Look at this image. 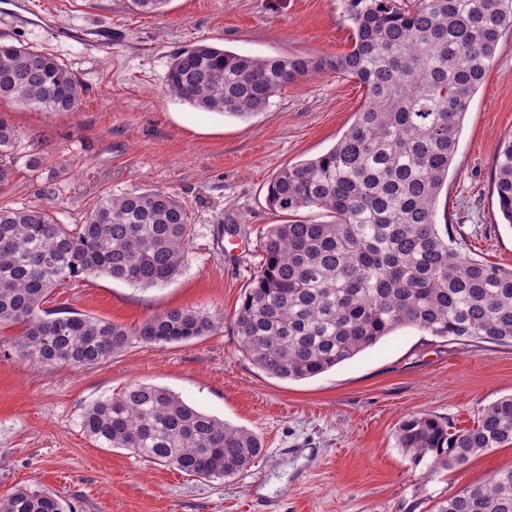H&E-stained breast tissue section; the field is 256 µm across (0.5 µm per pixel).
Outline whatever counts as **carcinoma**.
I'll use <instances>...</instances> for the list:
<instances>
[{"label": "carcinoma", "mask_w": 512, "mask_h": 512, "mask_svg": "<svg viewBox=\"0 0 512 512\" xmlns=\"http://www.w3.org/2000/svg\"><path fill=\"white\" fill-rule=\"evenodd\" d=\"M170 0H131L161 15ZM353 28L346 53L312 60L252 57L206 39L176 51L164 91L204 112L247 116L313 70L357 78L365 102L336 145L281 169L268 185L271 210L263 263L234 318L238 349L281 380H304L340 365L403 327L460 344H512V268L475 259L437 224L464 116L512 28V0H345ZM83 87L50 53L0 42V100L75 112ZM17 131L0 118V186L13 173ZM493 190L512 226V135L493 156ZM316 209L325 220L298 218ZM193 217L165 190L100 198L78 224L48 206L0 207V329L21 327L22 361L94 367L133 344L208 336L220 320L171 309L130 328L65 306L47 310L51 289L108 277L164 285L181 271ZM101 448H124L190 476L231 479L261 455L246 428L188 405L179 395L132 381L82 414ZM397 443L430 471L462 468L490 448L512 445V395L485 406L468 427L431 414L401 421ZM0 512H73L51 491L14 490ZM434 512H512V469L452 494Z\"/></svg>", "instance_id": "1"}]
</instances>
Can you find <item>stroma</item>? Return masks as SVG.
Instances as JSON below:
<instances>
[{"instance_id":"stroma-1","label":"stroma","mask_w":512,"mask_h":512,"mask_svg":"<svg viewBox=\"0 0 512 512\" xmlns=\"http://www.w3.org/2000/svg\"><path fill=\"white\" fill-rule=\"evenodd\" d=\"M52 12V34L0 14V40L55 55L84 85L78 111L49 116L0 102L18 132L14 172L0 207L50 205L79 223L105 195L160 188L192 212L195 237L180 274L143 287L108 278L53 289L66 306L130 327L171 309L222 313L212 335L164 346L133 345L95 367L21 362L0 333V498L50 490L75 512H432L439 500L512 469V447L463 468L430 472L399 447L410 414L458 425L512 394V346L479 348L397 329L320 375L280 380L239 351L232 325L262 262V238L282 223L266 202L282 168L333 147L364 104L357 79L315 72L267 109L244 117L194 109L164 91L171 55L199 39L255 57H331L348 51L343 0H171L161 16L128 0H31ZM512 134V29L463 120L437 221L471 257L512 267V227L493 191V154ZM41 143L39 171L27 166ZM167 388L186 403L254 431L262 454L228 480L187 476L124 449L96 446L84 409L130 380Z\"/></svg>"}]
</instances>
